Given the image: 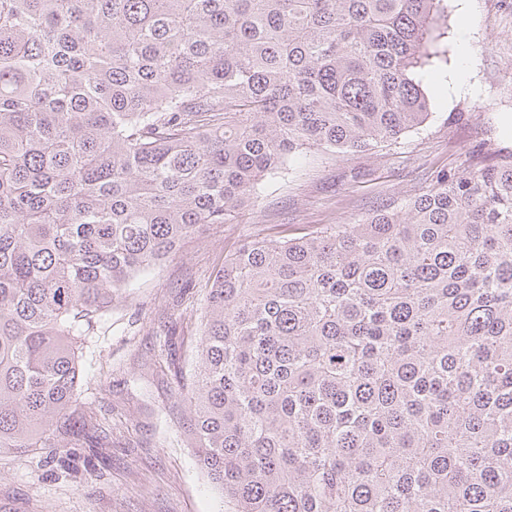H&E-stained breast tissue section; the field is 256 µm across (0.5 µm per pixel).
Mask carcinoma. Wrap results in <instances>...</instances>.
I'll use <instances>...</instances> for the list:
<instances>
[{"instance_id": "carcinoma-1", "label": "carcinoma", "mask_w": 512, "mask_h": 512, "mask_svg": "<svg viewBox=\"0 0 512 512\" xmlns=\"http://www.w3.org/2000/svg\"><path fill=\"white\" fill-rule=\"evenodd\" d=\"M444 0H0V456L74 448L84 329L305 149L423 124ZM233 512H512V152L208 277Z\"/></svg>"}]
</instances>
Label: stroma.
<instances>
[{
    "instance_id": "1",
    "label": "stroma",
    "mask_w": 512,
    "mask_h": 512,
    "mask_svg": "<svg viewBox=\"0 0 512 512\" xmlns=\"http://www.w3.org/2000/svg\"><path fill=\"white\" fill-rule=\"evenodd\" d=\"M433 46L430 116L389 145L335 156L307 153L268 176L254 206L203 227L141 274L82 339L78 417L96 450L0 457V512H227L188 434L190 409L175 374L189 367L210 272L244 240L288 239L361 219L376 201L413 194L477 145L512 151V0H444ZM468 34L469 88L457 87L459 36Z\"/></svg>"
}]
</instances>
